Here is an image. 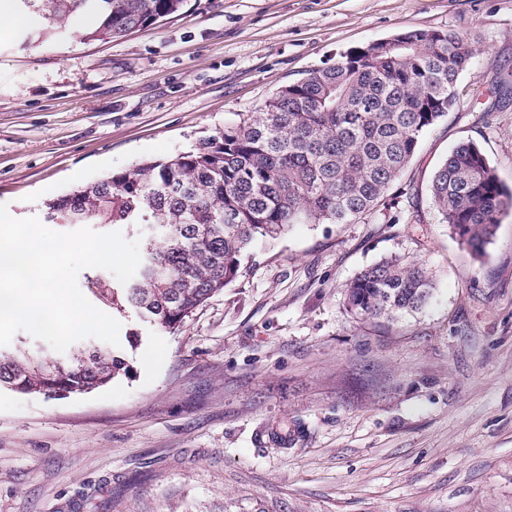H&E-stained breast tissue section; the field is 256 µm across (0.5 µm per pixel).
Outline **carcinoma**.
Returning <instances> with one entry per match:
<instances>
[{"mask_svg":"<svg viewBox=\"0 0 512 512\" xmlns=\"http://www.w3.org/2000/svg\"><path fill=\"white\" fill-rule=\"evenodd\" d=\"M184 0H16L17 10L45 13L48 27L27 42L59 39L77 11L93 18L83 38L117 41L169 17ZM421 28L358 50L288 84L263 112L238 120L200 146L169 159L114 173L47 204L66 224H147L138 280L117 292L97 278L88 289L124 303L165 330L233 282L260 238L275 240L295 224H351L387 196L413 158L422 134L458 100L460 76L474 62V41ZM430 195L440 221L481 254L504 215L508 188L472 141L436 171ZM432 296L423 265L397 256L359 271L345 304L360 319L393 320ZM124 369L114 352L77 347L63 359L0 352V386L53 395L104 386Z\"/></svg>","mask_w":512,"mask_h":512,"instance_id":"carcinoma-1","label":"carcinoma"}]
</instances>
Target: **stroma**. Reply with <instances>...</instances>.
I'll use <instances>...</instances> for the list:
<instances>
[{"label": "stroma", "instance_id": "stroma-1", "mask_svg": "<svg viewBox=\"0 0 512 512\" xmlns=\"http://www.w3.org/2000/svg\"><path fill=\"white\" fill-rule=\"evenodd\" d=\"M0 28V203L47 204L199 146L340 53L468 32L454 111L352 224H297L173 332L132 309L127 365L67 398L0 387V512H512V214L483 255L439 221L438 164L474 141L512 186V0H186L112 42ZM497 90H490V80ZM399 255L433 296L359 319L344 286Z\"/></svg>", "mask_w": 512, "mask_h": 512}]
</instances>
